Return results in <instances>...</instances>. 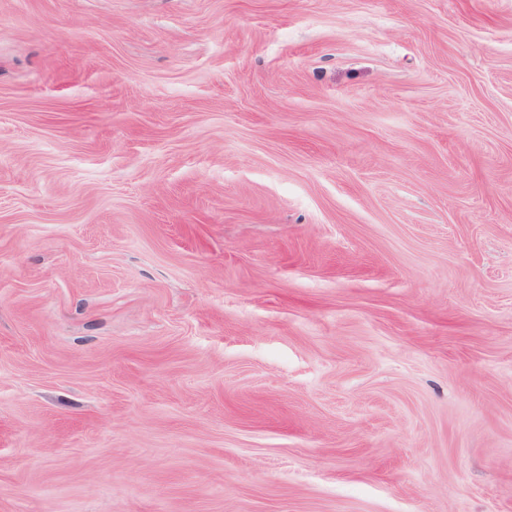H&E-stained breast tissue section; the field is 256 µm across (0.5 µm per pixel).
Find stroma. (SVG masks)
I'll return each instance as SVG.
<instances>
[{
	"label": "stroma",
	"instance_id": "obj_1",
	"mask_svg": "<svg viewBox=\"0 0 512 512\" xmlns=\"http://www.w3.org/2000/svg\"><path fill=\"white\" fill-rule=\"evenodd\" d=\"M0 512H512V0H0Z\"/></svg>",
	"mask_w": 512,
	"mask_h": 512
}]
</instances>
